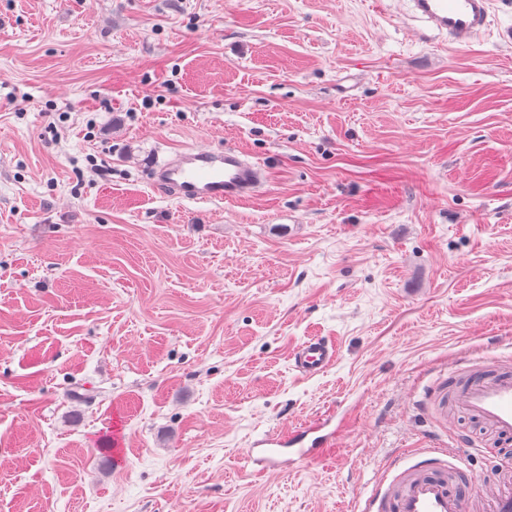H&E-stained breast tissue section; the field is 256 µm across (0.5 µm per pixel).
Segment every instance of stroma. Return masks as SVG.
I'll use <instances>...</instances> for the list:
<instances>
[{
    "mask_svg": "<svg viewBox=\"0 0 512 512\" xmlns=\"http://www.w3.org/2000/svg\"><path fill=\"white\" fill-rule=\"evenodd\" d=\"M407 9L0 0V512H356L431 427L417 387L512 353V0L459 47ZM227 144L252 198L153 191ZM329 414L318 458L248 461ZM336 352L321 338H309L291 354L292 368L303 376H315L324 372L335 360Z\"/></svg>",
    "mask_w": 512,
    "mask_h": 512,
    "instance_id": "stroma-1",
    "label": "stroma"
}]
</instances>
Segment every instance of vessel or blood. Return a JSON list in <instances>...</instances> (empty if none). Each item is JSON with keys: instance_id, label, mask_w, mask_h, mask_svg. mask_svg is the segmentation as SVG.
Listing matches in <instances>:
<instances>
[{"instance_id": "vessel-or-blood-1", "label": "vessel or blood", "mask_w": 512, "mask_h": 512, "mask_svg": "<svg viewBox=\"0 0 512 512\" xmlns=\"http://www.w3.org/2000/svg\"><path fill=\"white\" fill-rule=\"evenodd\" d=\"M492 0H410V10L449 43L464 45L488 25ZM267 178L266 169L233 146L221 150L188 148L174 152L156 168L153 188L179 200L216 204L251 197ZM336 352L327 341L311 338L291 354L292 368L303 376L324 372ZM420 404L435 424L449 410L463 412L483 425L499 447L512 446V358L492 363L468 360L456 374L424 386ZM331 421L319 418L282 436L256 439L248 458L275 462L286 452L305 460L330 447ZM466 435L445 442L437 436L390 461L358 503V512H512V468L503 467L492 485L476 488L460 465Z\"/></svg>"}]
</instances>
